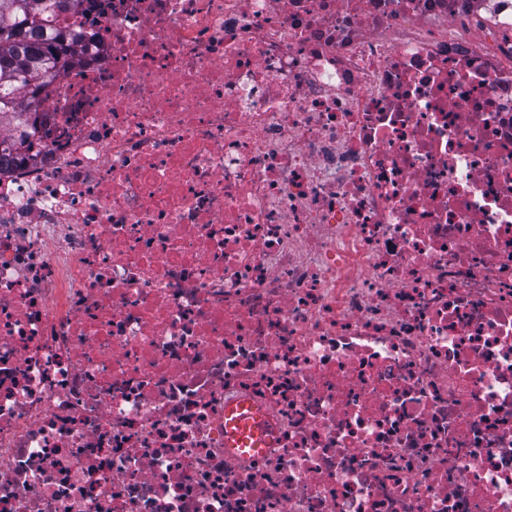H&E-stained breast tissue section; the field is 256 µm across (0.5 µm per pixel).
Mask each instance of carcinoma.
<instances>
[{
  "instance_id": "carcinoma-1",
  "label": "carcinoma",
  "mask_w": 512,
  "mask_h": 512,
  "mask_svg": "<svg viewBox=\"0 0 512 512\" xmlns=\"http://www.w3.org/2000/svg\"><path fill=\"white\" fill-rule=\"evenodd\" d=\"M69 0H0V123H11L40 105L34 89L67 64L62 42L49 33L57 11Z\"/></svg>"
}]
</instances>
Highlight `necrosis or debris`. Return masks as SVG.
<instances>
[{"label":"necrosis or debris","mask_w":512,"mask_h":512,"mask_svg":"<svg viewBox=\"0 0 512 512\" xmlns=\"http://www.w3.org/2000/svg\"><path fill=\"white\" fill-rule=\"evenodd\" d=\"M52 27L0 158V512H512V0ZM228 416L230 417L226 431L228 446L235 447L246 444L257 447V450L264 446L267 441L265 429L260 425V420L247 404L232 407ZM248 436H250L249 439H247Z\"/></svg>","instance_id":"1"}]
</instances>
